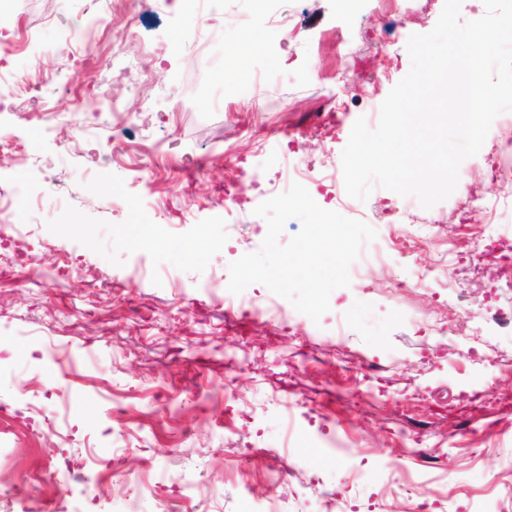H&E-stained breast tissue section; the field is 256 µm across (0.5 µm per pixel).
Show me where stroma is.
<instances>
[{
  "label": "stroma",
  "mask_w": 512,
  "mask_h": 512,
  "mask_svg": "<svg viewBox=\"0 0 512 512\" xmlns=\"http://www.w3.org/2000/svg\"><path fill=\"white\" fill-rule=\"evenodd\" d=\"M443 6L228 0L191 41L200 16L182 0H112L72 48L79 0H40L11 59L38 103L0 81V139L24 147L0 161V190L22 177L29 210L25 238L0 231V512H61L89 487L96 512H512V412L476 398H512V335L479 326L490 291L512 301V259L478 265L486 230L512 239V158L492 174L466 159L428 210L381 187L350 198L341 170L354 122L377 126L409 37ZM245 34L263 47L237 72ZM257 163L267 181L314 167L320 207L410 249L360 254L320 321L280 297L287 324L227 327L228 266L267 224L253 190L225 244L224 187ZM390 208L404 223H384ZM200 238L210 248L189 253ZM443 258L423 295L402 290ZM69 458L80 482L64 481Z\"/></svg>",
  "instance_id": "obj_1"
}]
</instances>
